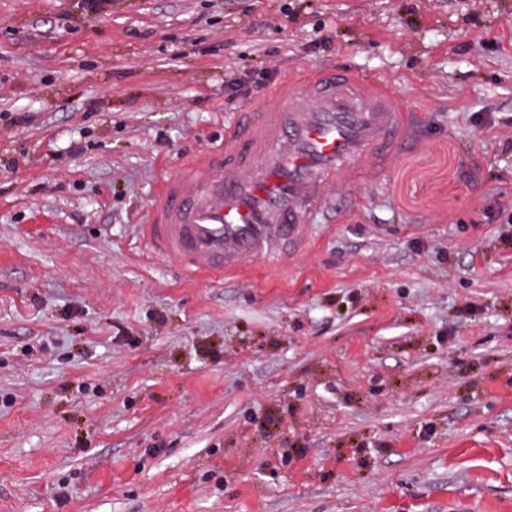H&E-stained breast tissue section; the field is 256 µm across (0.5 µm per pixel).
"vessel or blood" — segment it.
<instances>
[{
    "mask_svg": "<svg viewBox=\"0 0 512 512\" xmlns=\"http://www.w3.org/2000/svg\"><path fill=\"white\" fill-rule=\"evenodd\" d=\"M276 96L278 110L236 113L219 145L160 187L143 236L191 277L236 274L248 256L274 268L303 251L312 216L334 209L330 187L406 136L403 100L376 76L314 71L284 80Z\"/></svg>",
    "mask_w": 512,
    "mask_h": 512,
    "instance_id": "b4317fda",
    "label": "vessel or blood"
}]
</instances>
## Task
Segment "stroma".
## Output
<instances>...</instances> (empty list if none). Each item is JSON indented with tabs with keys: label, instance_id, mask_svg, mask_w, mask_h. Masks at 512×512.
<instances>
[{
	"label": "stroma",
	"instance_id": "stroma-1",
	"mask_svg": "<svg viewBox=\"0 0 512 512\" xmlns=\"http://www.w3.org/2000/svg\"><path fill=\"white\" fill-rule=\"evenodd\" d=\"M312 69L411 115L276 269L163 180ZM512 0H0V512H512Z\"/></svg>",
	"mask_w": 512,
	"mask_h": 512
}]
</instances>
